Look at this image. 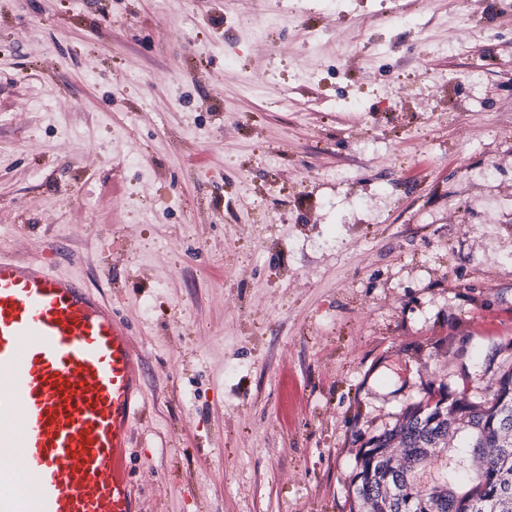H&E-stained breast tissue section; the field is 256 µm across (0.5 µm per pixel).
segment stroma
<instances>
[{
    "label": "stroma",
    "mask_w": 512,
    "mask_h": 512,
    "mask_svg": "<svg viewBox=\"0 0 512 512\" xmlns=\"http://www.w3.org/2000/svg\"><path fill=\"white\" fill-rule=\"evenodd\" d=\"M411 2L0 0V252L131 325L140 512H348L359 436L512 366V0Z\"/></svg>",
    "instance_id": "1"
}]
</instances>
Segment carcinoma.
<instances>
[{
  "label": "carcinoma",
  "mask_w": 512,
  "mask_h": 512,
  "mask_svg": "<svg viewBox=\"0 0 512 512\" xmlns=\"http://www.w3.org/2000/svg\"><path fill=\"white\" fill-rule=\"evenodd\" d=\"M462 433L463 449L448 438ZM349 512H512V369L490 399L429 392L358 449Z\"/></svg>",
  "instance_id": "obj_1"
}]
</instances>
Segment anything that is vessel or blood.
<instances>
[{"label":"vessel or blood","instance_id":"1","mask_svg":"<svg viewBox=\"0 0 512 512\" xmlns=\"http://www.w3.org/2000/svg\"><path fill=\"white\" fill-rule=\"evenodd\" d=\"M145 362L101 293L0 255V512H138Z\"/></svg>","mask_w":512,"mask_h":512}]
</instances>
